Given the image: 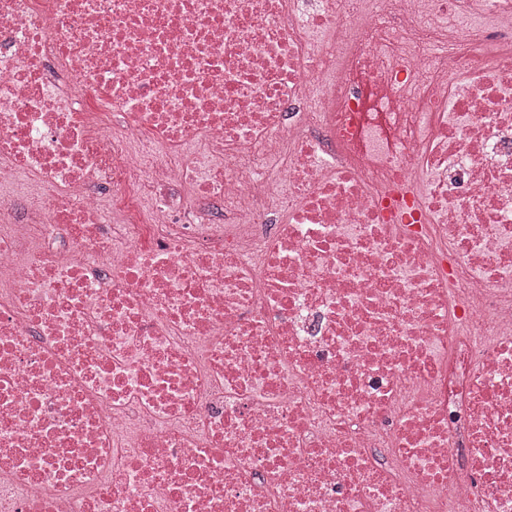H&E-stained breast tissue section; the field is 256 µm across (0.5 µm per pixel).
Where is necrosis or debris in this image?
I'll list each match as a JSON object with an SVG mask.
<instances>
[{
	"label": "necrosis or debris",
	"instance_id": "1",
	"mask_svg": "<svg viewBox=\"0 0 512 512\" xmlns=\"http://www.w3.org/2000/svg\"><path fill=\"white\" fill-rule=\"evenodd\" d=\"M0 512H512V0H0Z\"/></svg>",
	"mask_w": 512,
	"mask_h": 512
}]
</instances>
